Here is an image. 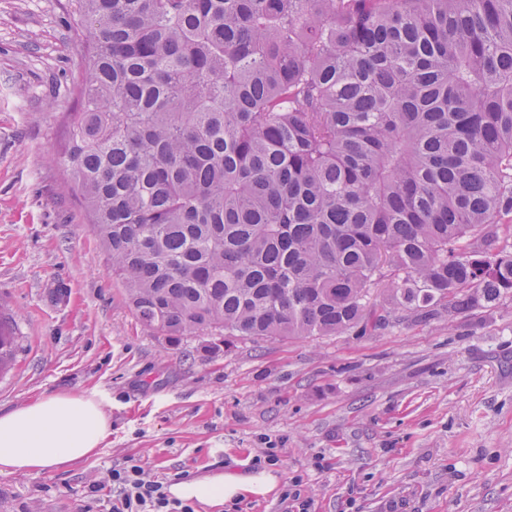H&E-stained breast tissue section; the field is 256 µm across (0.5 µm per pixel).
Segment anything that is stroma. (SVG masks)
<instances>
[{"label":"stroma","instance_id":"35a3bbf8","mask_svg":"<svg viewBox=\"0 0 512 512\" xmlns=\"http://www.w3.org/2000/svg\"><path fill=\"white\" fill-rule=\"evenodd\" d=\"M82 68L72 0H0V300L19 336L0 408L68 392L112 421L80 464L0 475V512H82L129 456L194 478L256 472L270 447L312 512H512V295L367 335L149 331L63 184Z\"/></svg>","mask_w":512,"mask_h":512}]
</instances>
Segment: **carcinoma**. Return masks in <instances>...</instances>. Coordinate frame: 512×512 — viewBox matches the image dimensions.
I'll return each mask as SVG.
<instances>
[{
    "instance_id": "carcinoma-1",
    "label": "carcinoma",
    "mask_w": 512,
    "mask_h": 512,
    "mask_svg": "<svg viewBox=\"0 0 512 512\" xmlns=\"http://www.w3.org/2000/svg\"><path fill=\"white\" fill-rule=\"evenodd\" d=\"M68 192L163 336L512 294V0H74ZM18 336L0 304V373Z\"/></svg>"
}]
</instances>
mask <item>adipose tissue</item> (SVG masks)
Wrapping results in <instances>:
<instances>
[{
  "instance_id": "ef3b65f1",
  "label": "adipose tissue",
  "mask_w": 512,
  "mask_h": 512,
  "mask_svg": "<svg viewBox=\"0 0 512 512\" xmlns=\"http://www.w3.org/2000/svg\"><path fill=\"white\" fill-rule=\"evenodd\" d=\"M111 433L110 417L94 398L71 393L39 396L0 413V475L86 460ZM277 485V476L267 471L227 472L173 483L169 492L180 500L218 506L248 495L267 497Z\"/></svg>"
}]
</instances>
